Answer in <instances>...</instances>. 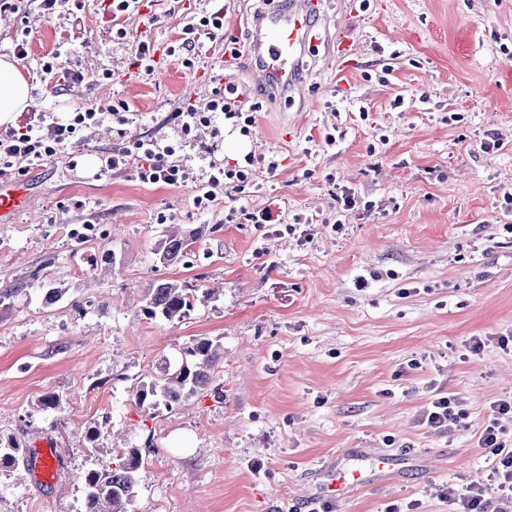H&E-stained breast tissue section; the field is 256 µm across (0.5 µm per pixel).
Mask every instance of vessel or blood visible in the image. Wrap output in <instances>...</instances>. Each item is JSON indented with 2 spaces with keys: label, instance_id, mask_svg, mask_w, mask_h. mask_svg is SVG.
Here are the masks:
<instances>
[{
  "label": "vessel or blood",
  "instance_id": "obj_1",
  "mask_svg": "<svg viewBox=\"0 0 512 512\" xmlns=\"http://www.w3.org/2000/svg\"><path fill=\"white\" fill-rule=\"evenodd\" d=\"M324 0H288L255 11L250 41L244 51L252 76L250 90L267 91L270 98L295 96L305 84L303 60L312 55L322 41L319 30ZM234 61L226 59L224 85L232 93L226 103L234 108L248 100L250 90H235ZM29 204L27 191L16 182L0 183V223H12ZM56 451L47 448L31 466L39 482L50 483L57 477ZM356 480L352 474L329 473L316 500L325 502L346 496Z\"/></svg>",
  "mask_w": 512,
  "mask_h": 512
}]
</instances>
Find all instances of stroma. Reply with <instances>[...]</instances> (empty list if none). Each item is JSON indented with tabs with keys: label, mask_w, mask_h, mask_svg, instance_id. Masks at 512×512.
<instances>
[{
	"label": "stroma",
	"mask_w": 512,
	"mask_h": 512,
	"mask_svg": "<svg viewBox=\"0 0 512 512\" xmlns=\"http://www.w3.org/2000/svg\"><path fill=\"white\" fill-rule=\"evenodd\" d=\"M143 2L144 15L113 23L101 0L61 19L0 14V57L31 30L19 63L31 103L18 123L40 111L63 119L90 101L130 107L123 129L104 122L42 167L10 174L31 203L0 224V283L43 277L62 294L48 305L32 285L0 304V433L26 450L51 442L60 468L51 484L23 466L0 472V512H79L81 432L103 420L114 444L142 449L138 512H299L330 466L359 474L332 512L409 502L450 512L438 486L485 479L489 406L512 396V352L495 342L512 336V213L501 208L512 193V0H329L328 37L306 60L300 97H254L250 134L228 126L216 138L204 127L183 134L173 114L205 103L203 79L227 39L247 43L259 0ZM216 10L223 32L185 68L183 25ZM345 23L353 46L340 74L331 35ZM116 25L126 39L113 38ZM141 39L169 49L168 70L128 83ZM59 50L82 82L61 88L41 73ZM107 70L111 81H98ZM146 139L175 146L187 183L102 169L112 149ZM247 153L250 182L197 208L214 165ZM348 191L358 199L349 210ZM266 207L280 234L243 217ZM297 214L308 237L287 230ZM170 223L201 236L189 265L157 259ZM85 224L100 234L77 253L71 232ZM214 224L223 233L210 235ZM158 278L215 294L182 323L148 321L138 307ZM195 336L224 348L223 397L208 387L176 411L141 413L133 387ZM474 336L485 347L470 354ZM50 392L63 412L36 411ZM438 392L468 413L442 432L422 422ZM380 454L398 465L374 470Z\"/></svg>",
	"instance_id": "1"
}]
</instances>
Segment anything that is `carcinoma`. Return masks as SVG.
Instances as JSON below:
<instances>
[{
    "label": "carcinoma",
    "instance_id": "cac0c4a2",
    "mask_svg": "<svg viewBox=\"0 0 512 512\" xmlns=\"http://www.w3.org/2000/svg\"><path fill=\"white\" fill-rule=\"evenodd\" d=\"M195 235L173 231L165 235L159 252L164 265L180 263L192 255ZM212 290L200 288L189 281L173 284L157 280L148 289L139 315L146 320H164L180 323L189 319L200 298L208 297ZM181 363L159 366V372L147 381L138 383L132 391V401L139 410L155 416L161 410L171 412L183 398L200 387L210 386L214 374L224 358L220 346L206 336H194L183 347ZM109 432L93 422L84 429L86 448L94 461L79 474L82 486L80 512H135L139 471L144 459L139 447L106 448L103 439ZM112 456L113 462L104 463V457ZM23 450L11 436H0V471H15Z\"/></svg>",
    "mask_w": 512,
    "mask_h": 512
}]
</instances>
